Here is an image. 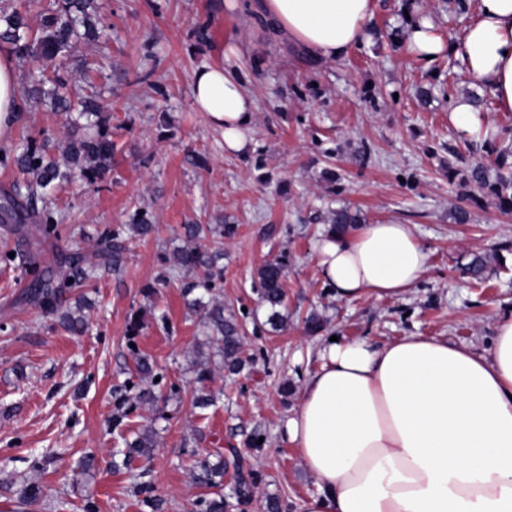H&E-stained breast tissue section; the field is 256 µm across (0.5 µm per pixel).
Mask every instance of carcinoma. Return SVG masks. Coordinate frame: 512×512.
<instances>
[{
	"label": "carcinoma",
	"instance_id": "obj_1",
	"mask_svg": "<svg viewBox=\"0 0 512 512\" xmlns=\"http://www.w3.org/2000/svg\"><path fill=\"white\" fill-rule=\"evenodd\" d=\"M9 14L3 16L4 28H0V43L10 45L21 60L49 63L54 72L66 68L72 61L71 51L81 39H86L96 29L95 22L87 12L88 0H60L57 6L43 14L40 33L29 36L28 12L13 5L8 6ZM66 82L55 76L52 109L68 115L95 118L89 127L93 131L83 138L69 140L62 146L63 160L50 153V144L26 145L0 149V162L17 166L25 178L12 185L11 190L0 194V224L13 225L17 234L35 233L49 238L56 234L58 224L48 207L45 196L48 188L79 178L89 185L101 182L112 170V138L103 130L106 120L102 118L101 106L92 96L72 99L64 92ZM468 181L488 190L499 203L512 206V173L501 175L495 182L488 180L482 167H474L468 174ZM360 223V216L348 208H341L331 214V224L336 231H344ZM154 231V225L147 222V213L137 212L130 224H115L106 228L91 251L77 248L65 256L67 276L56 279L51 275L39 274L29 282L27 296L37 303L41 310L57 318L60 325L73 334L85 331L87 319L82 315L81 306H70L68 290L82 286L93 272L102 268L106 271L121 265L127 234L141 237ZM236 234L233 224H184L181 237L185 245L173 251V266L186 271L201 270L203 276L184 284L187 308L201 316L208 331L215 355L219 356L224 369L235 373L241 369L242 342L240 326L236 315L224 308V302L217 298L215 290L222 280L223 268L217 266L221 255L220 245L224 238ZM261 302L269 311L268 323L272 330L280 331L287 323L282 313L285 302V265L274 259L266 262L256 272ZM136 375L141 387L135 399L147 403L155 399L151 388L143 383L154 381V364L143 357L136 364ZM154 439L150 431L144 430L129 443V448L120 461H112L114 468L126 465L129 457L137 454L150 457ZM224 478V464L204 460L193 473L196 483L207 487L221 485ZM141 502L154 512H159L161 499L154 494V487L140 483L135 487Z\"/></svg>",
	"mask_w": 512,
	"mask_h": 512
}]
</instances>
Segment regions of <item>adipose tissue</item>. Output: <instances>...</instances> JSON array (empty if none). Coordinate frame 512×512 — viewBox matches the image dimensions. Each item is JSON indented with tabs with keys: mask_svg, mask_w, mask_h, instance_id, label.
<instances>
[{
	"mask_svg": "<svg viewBox=\"0 0 512 512\" xmlns=\"http://www.w3.org/2000/svg\"><path fill=\"white\" fill-rule=\"evenodd\" d=\"M275 38L331 61L366 37L375 0H261ZM463 34L446 39L426 17L406 22L418 58L454 53L498 108L512 111V0H479ZM192 102L246 153L256 104L224 65L192 77ZM19 106L14 57L0 55V141ZM321 275L337 297L397 299L428 269L411 225L366 224L321 235ZM284 434L315 478L303 512H512V314L478 353L441 336L381 346L339 338L320 352Z\"/></svg>",
	"mask_w": 512,
	"mask_h": 512,
	"instance_id": "ef3b65f1",
	"label": "adipose tissue"
}]
</instances>
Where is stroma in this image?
<instances>
[{"label":"stroma","mask_w":512,"mask_h":512,"mask_svg":"<svg viewBox=\"0 0 512 512\" xmlns=\"http://www.w3.org/2000/svg\"><path fill=\"white\" fill-rule=\"evenodd\" d=\"M98 40L78 43L83 71L69 74L70 95L97 90L112 130V171L100 187L77 181L52 196L55 236L31 245L37 266L0 260V512H150L132 491L143 482L163 512H198L224 496V512H302L317 484L283 435L301 386L320 364L326 339L381 345L410 334L445 336L475 352L488 348L497 318L512 312V208L466 182L474 166L489 176L512 171L502 140L459 134L450 119L457 100L472 104L482 126L512 128V112L444 56L426 65L410 51L405 12L430 17L444 35L470 24L456 0H376L364 43L335 61L314 62L300 48L271 41L258 0L239 10L224 0H95ZM236 47L237 56L224 52ZM227 63L257 102L252 148L226 152L224 133L191 101L196 69ZM81 137L64 114L21 101L11 144L42 143L47 134ZM360 211L366 223L413 225L430 249V267L401 299H341L324 284L314 249L329 211ZM470 214L454 220L456 208ZM147 211L155 231L126 242L114 272L97 273L75 296L91 307L82 335L67 332L26 298L34 271L66 275L62 254L93 248L103 229ZM235 225L220 261L218 293L245 327V362L231 374L213 365L198 382L196 363L213 353L201 320L187 309L183 277L157 279L180 246L185 224ZM485 256L483 280L466 274ZM286 264L288 324L272 331L259 301L257 269ZM140 313L131 332L132 313ZM161 373L156 401L135 405L113 427L115 393L138 357ZM213 405L196 407L200 390ZM152 427L155 448L113 468L118 448ZM233 448L215 490L192 479L198 461ZM94 454L96 464L79 463ZM253 479L237 497L238 478ZM42 494L28 499L26 482Z\"/></svg>","instance_id":"1"}]
</instances>
